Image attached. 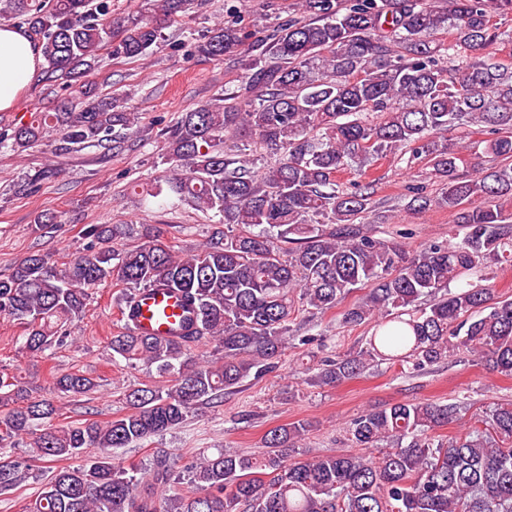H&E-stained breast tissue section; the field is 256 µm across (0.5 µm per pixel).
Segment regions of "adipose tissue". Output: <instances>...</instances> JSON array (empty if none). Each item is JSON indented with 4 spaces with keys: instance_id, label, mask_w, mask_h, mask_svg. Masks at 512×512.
<instances>
[{
    "instance_id": "obj_1",
    "label": "adipose tissue",
    "mask_w": 512,
    "mask_h": 512,
    "mask_svg": "<svg viewBox=\"0 0 512 512\" xmlns=\"http://www.w3.org/2000/svg\"><path fill=\"white\" fill-rule=\"evenodd\" d=\"M42 62L37 45L23 29L0 25V111L12 108Z\"/></svg>"
}]
</instances>
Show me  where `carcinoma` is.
Wrapping results in <instances>:
<instances>
[{
	"instance_id": "obj_1",
	"label": "carcinoma",
	"mask_w": 512,
	"mask_h": 512,
	"mask_svg": "<svg viewBox=\"0 0 512 512\" xmlns=\"http://www.w3.org/2000/svg\"><path fill=\"white\" fill-rule=\"evenodd\" d=\"M304 16L272 37L245 44L226 26L198 46L214 60L237 57L240 83L206 101L165 132L166 189L196 210L212 211L215 229L202 249L182 256L155 239L114 249L122 231L92 224L86 252L59 267L32 254L0 276V313L25 331L31 356L67 339L88 290L116 279L128 286L124 331L112 357L166 378L126 394L129 411L110 421L57 426L54 395H84L92 378H55L50 395L30 396L0 374V494L18 487L36 461L95 453L49 471L27 512H512V402L477 426L443 437L459 404L417 400L368 409L350 420L347 440L377 455L288 460L309 432L297 422L263 437L259 457L231 448L186 467L190 490L167 493L173 469L160 457L149 472L114 462L112 450L181 424L250 379L277 372L290 322L306 306L326 313L350 293L368 292L341 314L344 325L374 321L366 347L332 349L314 381L339 384L369 365L419 372L455 352L512 376V299L488 278L469 280L492 261L512 259V66L497 57L508 34L493 17L512 0H302ZM22 18L47 72L80 102L15 128L23 152L58 127L63 142L100 146L139 122L126 102L98 95L86 77L106 49L134 58L152 51L161 27L135 19L112 35V0H0V18ZM451 32L445 44L441 31ZM473 124L486 129L488 166L460 170V151L438 137ZM262 150L260 173L239 143ZM424 157L439 179L437 203L462 227L458 241L413 254L376 237L365 221L376 211L373 183L341 188L337 174L363 173L388 155ZM462 280L457 290L448 284ZM166 288L187 315L176 336L141 333L125 316L140 292ZM214 345L216 360L191 351ZM24 438L32 455L3 452Z\"/></svg>"
}]
</instances>
